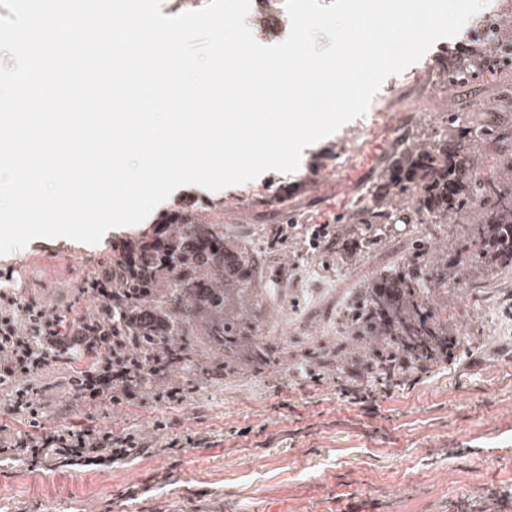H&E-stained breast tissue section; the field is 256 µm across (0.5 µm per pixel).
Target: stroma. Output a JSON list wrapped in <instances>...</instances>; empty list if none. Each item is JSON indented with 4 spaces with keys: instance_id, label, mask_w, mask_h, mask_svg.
<instances>
[{
    "instance_id": "35a3bbf8",
    "label": "stroma",
    "mask_w": 512,
    "mask_h": 512,
    "mask_svg": "<svg viewBox=\"0 0 512 512\" xmlns=\"http://www.w3.org/2000/svg\"><path fill=\"white\" fill-rule=\"evenodd\" d=\"M451 39L425 54L431 68L413 80H385L386 112H369L304 149L295 172H267L220 191L187 185L133 226L108 230L90 245L66 237L38 238L0 255L5 285L23 289L49 310L80 301V287L110 264L114 242L146 232L163 214L195 195L199 220H219L238 237L265 241L270 228L336 223L376 189L382 169L410 137L435 138L446 113L470 119L484 112L502 86L497 73L446 85L438 65ZM413 244L412 227L390 225L382 245L341 271L326 269L318 253L297 239L277 246L266 272L283 294L273 307L290 342L276 369L206 382L185 374L168 381L182 403L151 399L134 405L80 404L60 379L66 364L44 372V422L111 424L142 434L151 454L131 463L37 471L0 465V512H478L492 492L512 491V272L491 273L480 293L452 297L444 318L459 328L453 362L436 365L413 386L380 396L363 415L345 403L333 379L315 384L293 376L301 351L336 337V317L354 288L398 264ZM169 419L165 430L157 418ZM220 435L179 456L162 453L172 434Z\"/></svg>"
}]
</instances>
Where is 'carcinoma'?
I'll return each mask as SVG.
<instances>
[{"instance_id":"cac0c4a2","label":"carcinoma","mask_w":512,"mask_h":512,"mask_svg":"<svg viewBox=\"0 0 512 512\" xmlns=\"http://www.w3.org/2000/svg\"><path fill=\"white\" fill-rule=\"evenodd\" d=\"M490 52L512 55V30L488 49L440 65L448 81L464 82L485 68ZM345 223L336 241L351 238L360 247L350 255L336 248L338 262L362 257L387 224L446 225L456 230L457 255L448 261L445 243L422 246L362 283L344 331L316 351L314 364L338 374L356 360L377 367L400 354L438 364L440 349L458 332L439 316L434 287L464 282L482 268L512 269V117L480 126L450 117L438 137L406 143ZM134 250L147 285L129 278L120 251L112 257L119 299L107 314L85 313L96 335L122 347L132 383L158 382L142 363L159 354L169 362L167 374L188 371L211 380L238 373L243 362L254 370L272 363L256 340L269 252L231 236L219 222L191 216L172 225L164 251L149 239Z\"/></svg>"}]
</instances>
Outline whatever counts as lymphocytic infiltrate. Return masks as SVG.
<instances>
[{"label": "lymphocytic infiltrate", "instance_id": "f902f5d3", "mask_svg": "<svg viewBox=\"0 0 512 512\" xmlns=\"http://www.w3.org/2000/svg\"><path fill=\"white\" fill-rule=\"evenodd\" d=\"M72 349L95 358L94 364L75 371L67 380L76 400L117 405L141 398L143 387L130 383L128 368L113 359L111 345L93 340L84 324L62 325L58 315L21 289H0V391L5 394L0 411L29 425L28 431L20 434L0 433V461L34 467L54 455L76 461L101 458L117 462L135 459L146 451L148 444L141 435L117 434L101 424L41 432L45 403L36 378ZM372 378V373L352 367L336 388L342 399L369 415L375 413L377 400Z\"/></svg>", "mask_w": 512, "mask_h": 512}]
</instances>
